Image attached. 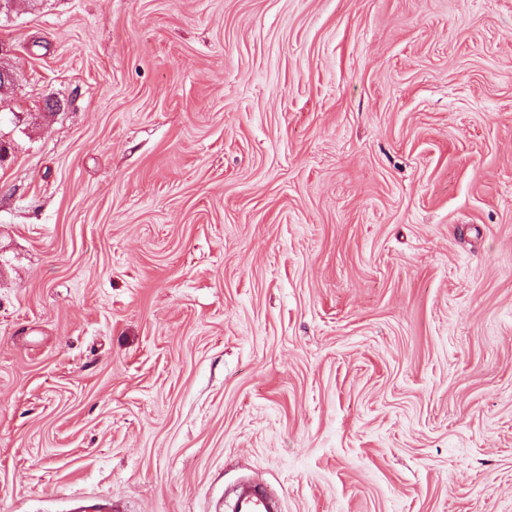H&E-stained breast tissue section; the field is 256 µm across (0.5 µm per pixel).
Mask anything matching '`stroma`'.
Here are the masks:
<instances>
[{
	"mask_svg": "<svg viewBox=\"0 0 512 512\" xmlns=\"http://www.w3.org/2000/svg\"><path fill=\"white\" fill-rule=\"evenodd\" d=\"M0 512H512V0H11Z\"/></svg>",
	"mask_w": 512,
	"mask_h": 512,
	"instance_id": "stroma-1",
	"label": "stroma"
}]
</instances>
